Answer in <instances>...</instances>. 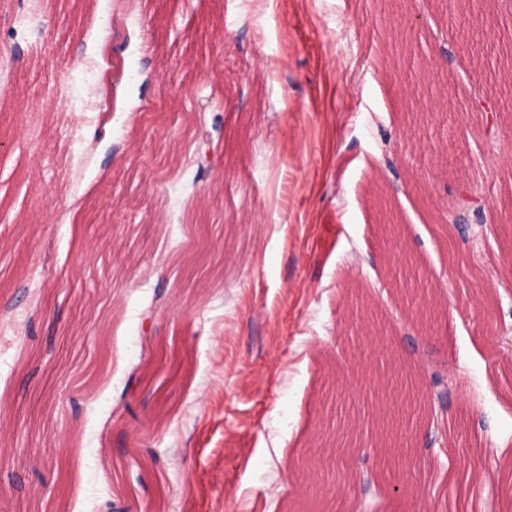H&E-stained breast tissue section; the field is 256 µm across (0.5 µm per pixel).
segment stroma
<instances>
[{
  "label": "stroma",
  "instance_id": "obj_1",
  "mask_svg": "<svg viewBox=\"0 0 512 512\" xmlns=\"http://www.w3.org/2000/svg\"><path fill=\"white\" fill-rule=\"evenodd\" d=\"M18 4L0 34L38 28L45 46L0 63L10 512H290L303 451L336 422L335 382L376 439L390 339L416 378L447 369L464 389L400 417L409 460L389 479L406 493L380 485L379 512H512V456L494 453L512 445V0ZM482 96L502 104L499 137L470 109ZM199 110L221 171L181 137ZM383 177L438 303L426 335L385 288ZM467 186L493 217L446 242ZM37 307L57 317L49 356L45 325L27 326ZM122 395L132 415L116 421ZM469 462L503 477L469 486ZM36 469L44 487L13 493Z\"/></svg>",
  "mask_w": 512,
  "mask_h": 512
}]
</instances>
